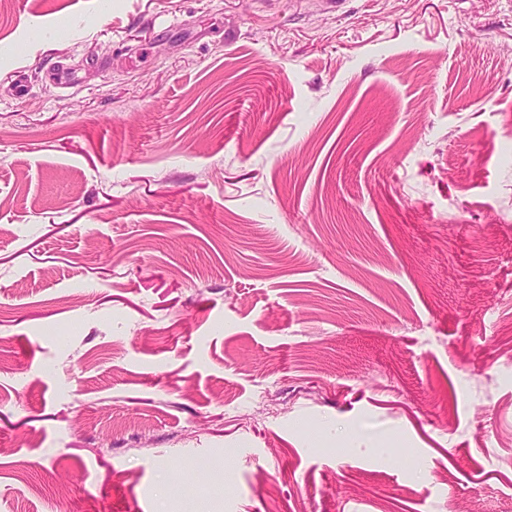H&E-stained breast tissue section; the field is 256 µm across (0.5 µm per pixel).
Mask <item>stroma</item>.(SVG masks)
<instances>
[{"instance_id":"35a3bbf8","label":"stroma","mask_w":512,"mask_h":512,"mask_svg":"<svg viewBox=\"0 0 512 512\" xmlns=\"http://www.w3.org/2000/svg\"><path fill=\"white\" fill-rule=\"evenodd\" d=\"M512 512V0H0V512Z\"/></svg>"}]
</instances>
